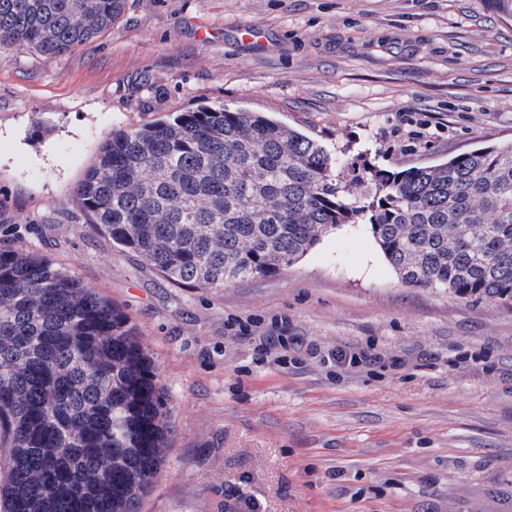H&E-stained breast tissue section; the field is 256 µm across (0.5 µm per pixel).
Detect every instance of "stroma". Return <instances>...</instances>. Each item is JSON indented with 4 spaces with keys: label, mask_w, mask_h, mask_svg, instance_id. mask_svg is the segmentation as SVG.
I'll return each instance as SVG.
<instances>
[{
    "label": "stroma",
    "mask_w": 512,
    "mask_h": 512,
    "mask_svg": "<svg viewBox=\"0 0 512 512\" xmlns=\"http://www.w3.org/2000/svg\"><path fill=\"white\" fill-rule=\"evenodd\" d=\"M200 106L270 113L350 162L434 163L512 141V22L486 0H128L68 54L0 48V246L119 306L169 396L139 512H512V305L401 286L365 224L221 288L93 230L75 191L101 145ZM338 350L367 360L325 363Z\"/></svg>",
    "instance_id": "stroma-1"
}]
</instances>
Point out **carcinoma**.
I'll return each instance as SVG.
<instances>
[{
	"label": "carcinoma",
	"mask_w": 512,
	"mask_h": 512,
	"mask_svg": "<svg viewBox=\"0 0 512 512\" xmlns=\"http://www.w3.org/2000/svg\"><path fill=\"white\" fill-rule=\"evenodd\" d=\"M127 0H0V48L52 58ZM169 282L279 273L366 224L408 288L512 304V143L390 172L269 118L201 106L112 134L75 192ZM159 367L119 307L50 260L0 247V512H138L172 445Z\"/></svg>",
	"instance_id": "obj_1"
}]
</instances>
